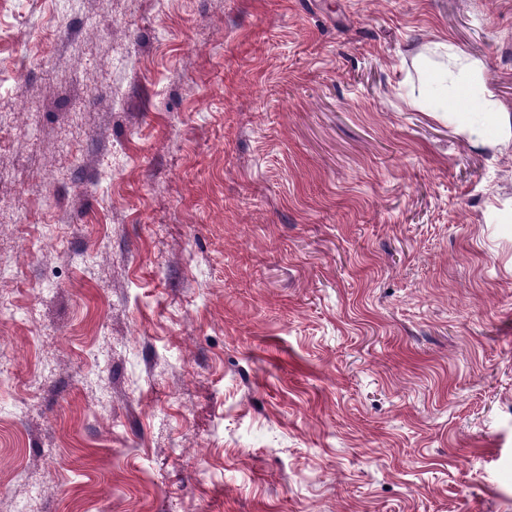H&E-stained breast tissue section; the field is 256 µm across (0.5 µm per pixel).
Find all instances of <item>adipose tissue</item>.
Returning a JSON list of instances; mask_svg holds the SVG:
<instances>
[{"mask_svg":"<svg viewBox=\"0 0 512 512\" xmlns=\"http://www.w3.org/2000/svg\"><path fill=\"white\" fill-rule=\"evenodd\" d=\"M435 48L446 63L429 73L431 93L419 100V107L442 113L474 143L493 137L503 143L512 141V115L502 109L480 64L448 41L437 42Z\"/></svg>","mask_w":512,"mask_h":512,"instance_id":"ef3b65f1","label":"adipose tissue"}]
</instances>
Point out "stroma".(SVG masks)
<instances>
[{
  "label": "stroma",
  "mask_w": 512,
  "mask_h": 512,
  "mask_svg": "<svg viewBox=\"0 0 512 512\" xmlns=\"http://www.w3.org/2000/svg\"><path fill=\"white\" fill-rule=\"evenodd\" d=\"M512 0H0V512H512ZM434 48L447 62L427 74L432 88L430 97L412 98L410 104L428 112H442L449 123L476 144H484L493 136L501 143H509L512 138L509 113L502 109L480 64L446 39L437 42ZM448 88L454 93L450 105Z\"/></svg>",
  "instance_id": "1"
}]
</instances>
